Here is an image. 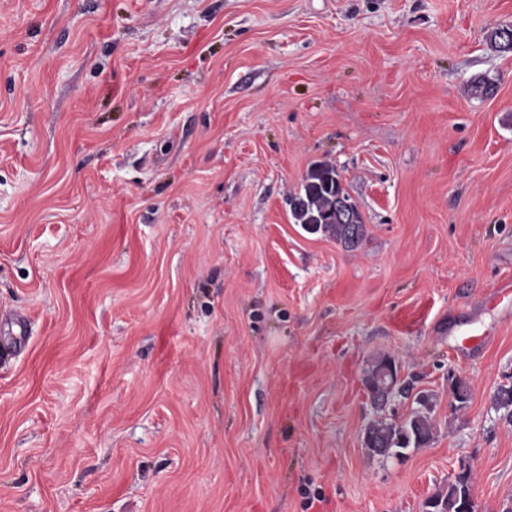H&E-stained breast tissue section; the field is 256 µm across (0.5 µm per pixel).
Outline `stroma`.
<instances>
[{"mask_svg": "<svg viewBox=\"0 0 512 512\" xmlns=\"http://www.w3.org/2000/svg\"><path fill=\"white\" fill-rule=\"evenodd\" d=\"M510 25L512 0H0V512H428L460 479L512 512ZM317 162L357 250L291 219ZM423 394L429 443L365 448Z\"/></svg>", "mask_w": 512, "mask_h": 512, "instance_id": "obj_1", "label": "stroma"}]
</instances>
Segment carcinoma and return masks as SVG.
I'll return each mask as SVG.
<instances>
[{"mask_svg":"<svg viewBox=\"0 0 512 512\" xmlns=\"http://www.w3.org/2000/svg\"><path fill=\"white\" fill-rule=\"evenodd\" d=\"M290 213L295 223L302 227L312 224L315 232L326 234L345 248H358L366 235L365 224L351 197L344 191L336 167L328 163L314 166L307 175L300 191L288 198ZM389 358L376 360L365 379L367 388H374L382 381L381 371ZM423 410L415 411L402 423L377 421L364 434L366 447L373 452L382 448L390 453L411 446L426 444L432 434V424L426 410L431 408L428 398L420 399ZM470 489L459 480L448 488L435 493L429 500L434 512H465V498Z\"/></svg>","mask_w":512,"mask_h":512,"instance_id":"1","label":"carcinoma"}]
</instances>
